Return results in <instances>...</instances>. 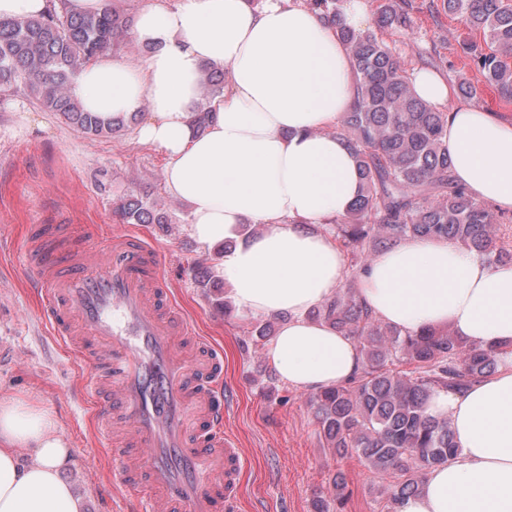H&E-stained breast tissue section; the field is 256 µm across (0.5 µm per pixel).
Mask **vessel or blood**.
<instances>
[{
    "label": "vessel or blood",
    "instance_id": "obj_1",
    "mask_svg": "<svg viewBox=\"0 0 512 512\" xmlns=\"http://www.w3.org/2000/svg\"><path fill=\"white\" fill-rule=\"evenodd\" d=\"M25 261L50 334L95 366L84 392L110 405L98 422L120 435L113 480L140 512H239V449L224 433V365L170 296L158 251L133 232L104 249L42 248Z\"/></svg>",
    "mask_w": 512,
    "mask_h": 512
}]
</instances>
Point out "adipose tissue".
<instances>
[{
	"label": "adipose tissue",
	"instance_id": "adipose-tissue-1",
	"mask_svg": "<svg viewBox=\"0 0 512 512\" xmlns=\"http://www.w3.org/2000/svg\"><path fill=\"white\" fill-rule=\"evenodd\" d=\"M140 66L104 55L72 93L100 119L141 114L139 140L166 159L170 194L189 231L214 253L239 309L281 317L266 354L284 382L307 391L342 385L361 360L350 337L311 319L346 274L342 250L317 227L344 216L359 190L358 163L335 127L357 100L354 63L306 0H157L136 13ZM223 93L198 125L205 69ZM415 93L446 107L455 184L512 212V122L453 102L446 77L411 76ZM245 224L264 233L241 242ZM236 246L224 250L225 241ZM373 315L406 332L448 327L502 354L491 377L440 390L426 412L448 419L458 445L398 512H512V264H491L444 239L411 238L374 256L357 276ZM71 444L33 395L0 397V512H83L62 474Z\"/></svg>",
	"mask_w": 512,
	"mask_h": 512
}]
</instances>
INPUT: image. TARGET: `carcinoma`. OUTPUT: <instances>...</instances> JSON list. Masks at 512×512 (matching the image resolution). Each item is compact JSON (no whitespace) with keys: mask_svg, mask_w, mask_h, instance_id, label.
<instances>
[{"mask_svg":"<svg viewBox=\"0 0 512 512\" xmlns=\"http://www.w3.org/2000/svg\"><path fill=\"white\" fill-rule=\"evenodd\" d=\"M347 44L358 77V101L336 133L358 158L360 193L350 211L323 225L364 268L376 254L409 238L446 239L493 264H512V218L467 197L451 178L447 113L411 88L399 53L370 29H352L341 17L343 0H306ZM442 9L465 29L461 53L501 98L512 101V0H442ZM409 0H382L378 27L412 28ZM132 16L119 11L75 14L52 0L40 17L0 19V91L21 90L42 109L87 137L112 135L122 124L84 111L72 94L76 76L99 55L130 45ZM224 91V72L205 71L201 95ZM125 224H170L147 196L119 199ZM313 317L351 337L362 359L350 383L308 396L321 437L333 454H354L392 481L381 512H397L425 474L448 462L456 443L448 421L425 414L437 390L462 392L493 374L500 353L476 349L442 329L404 332L378 321L353 288L341 287ZM347 496L344 474L314 512H334Z\"/></svg>","mask_w":512,"mask_h":512,"instance_id":"carcinoma-1","label":"carcinoma"}]
</instances>
